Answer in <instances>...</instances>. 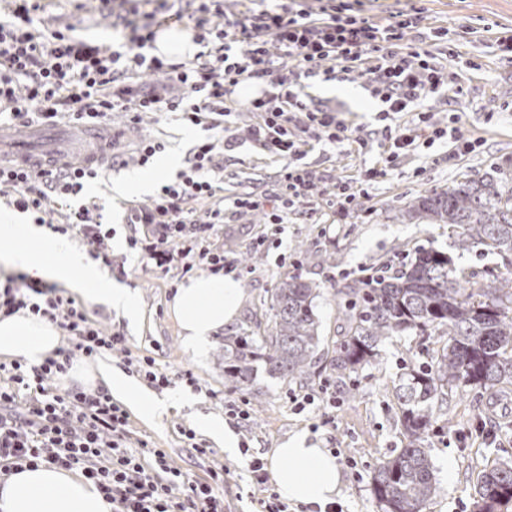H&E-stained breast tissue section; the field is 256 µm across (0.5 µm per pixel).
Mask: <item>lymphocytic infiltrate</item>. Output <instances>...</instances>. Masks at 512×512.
<instances>
[{
  "instance_id": "1",
  "label": "lymphocytic infiltrate",
  "mask_w": 512,
  "mask_h": 512,
  "mask_svg": "<svg viewBox=\"0 0 512 512\" xmlns=\"http://www.w3.org/2000/svg\"><path fill=\"white\" fill-rule=\"evenodd\" d=\"M12 2L10 21L0 23V125L48 124L66 116L87 128L103 125L115 112L126 113L134 123L145 112H175L187 124L205 123L214 131L224 122L212 112L231 88L247 80L261 84V93L248 104L261 120L248 128L247 136L263 152L290 163L274 196L237 198L232 202L236 208L286 209L295 199L317 192L313 171L300 163L302 147L311 141L344 142L348 130L340 107L300 93L302 78L320 72L345 78L353 65H360L372 95L386 105L378 116L384 161L361 171L362 184L377 182L417 148L442 139L453 143L458 156L479 146L457 128L440 127L426 109L415 112L409 124L397 121L411 104L448 85V66L434 51L435 35L421 30L414 13L374 21L340 8L320 17L303 8L263 10L241 23L225 20L217 29L218 46L197 53L194 61L169 63L152 53L155 13L140 24L121 16L120 24L130 34L106 55L58 29L35 35L33 5L29 0ZM272 41L278 45L274 54L268 47ZM151 73L169 75L188 88V95L168 99L142 90L139 78ZM233 146L214 135L199 142L189 171L162 185L150 206L131 209L129 223L146 228L144 237L129 241L143 259L164 272L174 267L188 272L200 262L216 272L227 265L226 256L211 250L205 237L208 229L223 223L224 206L201 218L190 203L220 193L211 177L215 157L218 148L229 151ZM94 176L80 163L60 164L37 176L14 162L0 164V187L11 190V203L22 212L43 211L51 197L67 200ZM24 309L58 322L70 348L67 357L47 358L12 374L10 386L0 385V477L25 465L77 469L111 502L112 512H224V470L193 481L172 466L164 449L144 443L139 452L128 451V416L107 393L76 388L50 394L48 381L66 374L73 356L124 349V336L106 334L75 299L57 295L54 287L21 274L6 277L0 312L9 316ZM16 383L36 392L22 407L12 389Z\"/></svg>"
}]
</instances>
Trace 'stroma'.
Here are the masks:
<instances>
[{
	"label": "stroma",
	"mask_w": 512,
	"mask_h": 512,
	"mask_svg": "<svg viewBox=\"0 0 512 512\" xmlns=\"http://www.w3.org/2000/svg\"><path fill=\"white\" fill-rule=\"evenodd\" d=\"M293 2L315 12L342 4L351 14L381 21L395 11H415L422 28L443 30L439 48L444 54L457 56L459 62L449 66V90L432 101L431 110L443 125L450 116H457L462 134L482 139L480 149L455 158L437 145L423 149L389 170L379 182L364 187L350 212L339 214L329 190L339 182L355 183L362 167L379 161L377 144L363 148L359 141L377 127L384 104L369 93L364 78L355 73L350 74L347 84L362 91L363 97L357 102L337 94L339 80L322 75L304 79V90L311 99L343 106L348 138L336 146L321 143L308 150L303 161L315 172L320 192L297 199L283 224L254 222L249 210L242 209L227 213L223 224L211 231L212 248L226 250L228 258L234 260L235 277L247 293V302L233 324L212 335L205 355L196 356L184 351L178 326L168 311L182 272L174 269L164 273L143 263L128 243L134 233L133 225L127 222L130 207L150 204L152 198L133 195L116 200L112 185L140 169L142 141L157 139L180 148L187 160L209 132L203 126L185 127L171 114L149 112L132 124L125 114L114 113L106 132L112 140V168L86 184L77 199H93L102 205L104 225L112 230L107 241L112 254L109 274L137 290L143 319L133 323L106 306L88 301L82 308L104 331L125 336L127 350L113 354L112 363L127 376L137 375L136 369L127 365V358H149L155 371L166 378L165 384L155 385L156 393L188 389L198 395L196 407H174L152 420L130 414L129 444L134 447L144 440L164 449L183 474L201 481L207 479L210 470L227 468L222 490L224 512H260L267 492L256 484L251 463L266 458L272 448L298 432L307 433L310 443L332 450L340 463L343 486L336 500L338 512H381L373 494L374 472L407 443L396 389L408 368L427 362L438 343L436 338L407 332L382 343L370 364L336 376L329 361L345 334L337 303L347 286L421 245L447 252L456 264L475 270L480 278L502 272L501 261L495 256L456 251L446 225L400 224L393 215L421 194L448 188L512 159V53L497 44L498 38L512 36V0H221L220 7L227 15L239 17L251 9L285 8ZM39 5L36 16L50 28H72L75 36L111 52L112 26L117 17L101 0H39ZM217 159L224 166V194L228 197L273 193L288 166L287 158L264 155L241 137L232 151L218 154ZM306 254L312 255V262L293 265V257ZM287 276L320 286L317 314L324 342L313 373L289 382L270 376L261 365L251 386L234 388L225 383L224 372L216 364L220 342L253 321L268 322L270 312L263 299ZM327 380L336 383L332 404L318 398ZM292 393L314 395L315 402L296 410L288 399ZM495 401H512V389L492 392L468 387L448 393L436 408L422 446L434 464L438 491L425 512H474L478 474L494 465L512 464L511 410L502 414L495 442L472 433L477 418ZM242 402L251 414L246 423L226 416L224 409L225 404ZM197 410L224 417L226 425L246 444L240 456L225 454L222 447L203 436L198 442L205 446V454L191 448L184 432L192 428V414Z\"/></svg>",
	"instance_id": "35a3bbf8"
}]
</instances>
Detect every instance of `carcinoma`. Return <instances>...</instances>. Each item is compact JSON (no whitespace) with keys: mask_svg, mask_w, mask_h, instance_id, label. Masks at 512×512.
<instances>
[{"mask_svg":"<svg viewBox=\"0 0 512 512\" xmlns=\"http://www.w3.org/2000/svg\"><path fill=\"white\" fill-rule=\"evenodd\" d=\"M401 224H446L453 247L496 255L505 273L478 281L448 253L419 246L404 269L378 279L371 289L350 288L339 311L346 339L330 369L344 376L370 363L380 343L403 332L428 331L446 338L426 366L409 368L397 398L406 446L380 463L373 491L382 512H423L437 490L434 467L421 443L432 426L433 404L444 390L512 385V169L467 178L420 195L397 211ZM319 285L300 277L279 280L268 296L272 325L265 335L242 331L224 337V380L235 388L253 382L262 362L277 377L309 374L321 343L314 311ZM476 512H496L512 501V465L485 469L478 477Z\"/></svg>","mask_w":512,"mask_h":512,"instance_id":"obj_1","label":"carcinoma"}]
</instances>
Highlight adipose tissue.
Listing matches in <instances>:
<instances>
[{
    "instance_id": "1",
    "label": "adipose tissue",
    "mask_w": 512,
    "mask_h": 512,
    "mask_svg": "<svg viewBox=\"0 0 512 512\" xmlns=\"http://www.w3.org/2000/svg\"><path fill=\"white\" fill-rule=\"evenodd\" d=\"M180 161L179 150L162 155L148 171H133L112 187L124 197L149 190ZM0 263L20 266L32 277L67 288L107 305L131 321L142 318L138 294L108 276L87 259L82 248L57 238L38 224H27L9 209L0 210ZM245 300L240 281L233 274H202L182 283L169 303L185 351L200 354L209 338L234 322ZM61 343L58 327L48 318L21 311L0 314V355L29 365L41 364ZM71 374L85 385H102L111 396L147 418L174 406H185L192 395L158 397L130 380L108 356L74 366ZM281 499L309 507L334 502L342 486V473L335 456L308 443L297 434L272 450L267 467ZM0 512H112L96 486L70 470L41 465L22 467L0 484Z\"/></svg>"
}]
</instances>
